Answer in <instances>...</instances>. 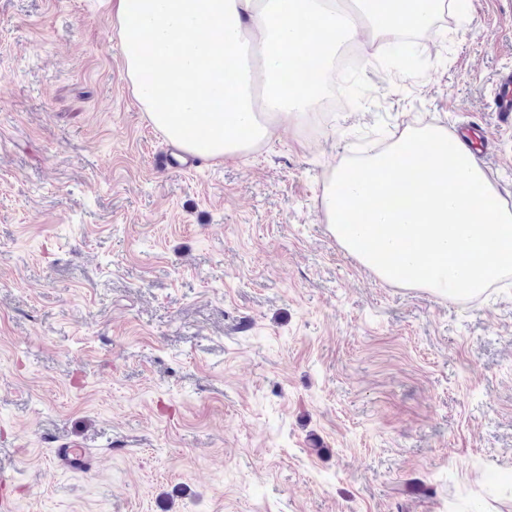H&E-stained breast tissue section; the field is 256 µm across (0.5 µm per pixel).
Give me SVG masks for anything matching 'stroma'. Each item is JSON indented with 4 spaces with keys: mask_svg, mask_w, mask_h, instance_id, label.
<instances>
[{
    "mask_svg": "<svg viewBox=\"0 0 512 512\" xmlns=\"http://www.w3.org/2000/svg\"><path fill=\"white\" fill-rule=\"evenodd\" d=\"M321 125L192 169L134 97L108 0H0V480L8 512H512V279L381 281L319 198L385 119L477 122L512 207V0ZM82 443L87 471L53 454ZM495 105L498 112L509 118L512 113V73L503 75L495 92Z\"/></svg>",
    "mask_w": 512,
    "mask_h": 512,
    "instance_id": "1",
    "label": "stroma"
}]
</instances>
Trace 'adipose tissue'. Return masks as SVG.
<instances>
[{
  "mask_svg": "<svg viewBox=\"0 0 512 512\" xmlns=\"http://www.w3.org/2000/svg\"><path fill=\"white\" fill-rule=\"evenodd\" d=\"M445 0H116L127 80L165 140L234 158L271 124L308 123L341 38L390 43L430 28Z\"/></svg>",
  "mask_w": 512,
  "mask_h": 512,
  "instance_id": "ef3b65f1",
  "label": "adipose tissue"
}]
</instances>
